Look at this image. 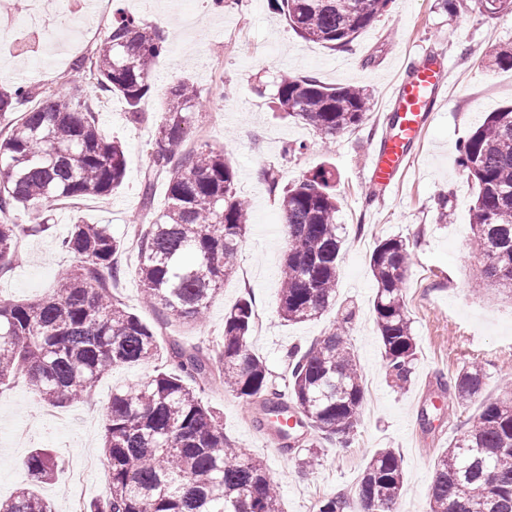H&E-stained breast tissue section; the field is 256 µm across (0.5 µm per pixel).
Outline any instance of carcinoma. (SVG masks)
<instances>
[{
    "mask_svg": "<svg viewBox=\"0 0 512 512\" xmlns=\"http://www.w3.org/2000/svg\"><path fill=\"white\" fill-rule=\"evenodd\" d=\"M391 0H270L302 39L345 50L364 29L388 12ZM168 46L162 31L122 11L89 59L72 63L93 72L96 88L120 97L132 124L144 121L142 101L153 93L154 71ZM274 107L314 128L321 140L360 128L368 97L355 86L336 87L314 76L279 75ZM200 96L188 76L169 87L155 127L156 150L141 184L142 209L152 220L141 230L138 276L146 303L162 309L159 329L172 322L206 320L212 299L236 268L239 245L250 224L247 201L237 189V171L224 150L207 142L184 143L200 112ZM459 166L476 186L471 208L472 244L484 258L477 270L512 293V105L491 112L459 143ZM122 145L107 138L95 118L93 99L28 85L0 89V269L10 265L18 240L42 231L59 199L108 197L124 181ZM167 181L166 201L155 207L154 186ZM287 227L280 270L278 312L290 323L320 316L336 303L341 225L336 172L327 165L284 183L262 173ZM22 211L30 219L17 224ZM77 266L56 289L35 302H0V386L24 379L39 401L52 407L78 402L119 364H142L160 355L157 330L111 296L108 282L123 275L114 257L125 247L107 224L73 218L60 241ZM411 255L403 241L378 242L370 256L377 284L374 312L390 380L408 383L416 342L403 291ZM255 318L252 297L224 312L217 348H190L168 337L169 369L112 390L102 436L111 474L109 491L89 501L85 512H282L281 497L263 460L224 437V423L199 396L201 385L224 389L262 415L286 446L307 452L300 466L318 461L323 441L346 444L360 420L364 386L347 332V312L322 339L288 353V393L270 379L264 361L249 346ZM485 372L460 368L438 384L458 406L478 399ZM295 416L288 428L279 417ZM63 462L47 448L25 461L31 486L0 502V512H53L35 486ZM403 460L393 448L375 452L357 488L360 512H398L404 488ZM431 512H512V392L483 403L481 412L453 445L438 456Z\"/></svg>",
    "mask_w": 512,
    "mask_h": 512,
    "instance_id": "obj_1",
    "label": "carcinoma"
}]
</instances>
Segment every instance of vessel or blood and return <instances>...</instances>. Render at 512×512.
Instances as JSON below:
<instances>
[{
  "label": "vessel or blood",
  "mask_w": 512,
  "mask_h": 512,
  "mask_svg": "<svg viewBox=\"0 0 512 512\" xmlns=\"http://www.w3.org/2000/svg\"><path fill=\"white\" fill-rule=\"evenodd\" d=\"M448 80L449 72L440 63L438 51L430 48L423 50L420 62L395 77L386 112L399 116L400 121L387 125L379 145L369 154L373 189L392 187L405 176L428 130L429 114Z\"/></svg>",
  "instance_id": "vessel-or-blood-1"
}]
</instances>
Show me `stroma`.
I'll use <instances>...</instances> for the list:
<instances>
[{
    "mask_svg": "<svg viewBox=\"0 0 512 512\" xmlns=\"http://www.w3.org/2000/svg\"><path fill=\"white\" fill-rule=\"evenodd\" d=\"M126 12L159 24L168 51L159 60L155 90L142 106L158 112L173 80L192 77L201 89L205 112L223 110L224 120L205 136L222 148L239 172L238 190L252 206V221L239 246L237 271L211 304L200 325H181L174 334L183 345L219 343L224 313L252 296L263 325L253 328L252 351L263 358L279 390L288 388L287 353L329 333L342 314L351 313L350 341L359 359L365 398L357 431L348 444L323 442L317 466L301 472L297 452L269 447L266 429L253 409L224 390L205 388L201 398L219 413L224 434L238 448L261 457L277 483L284 512H318L324 498L355 500L359 477L372 455L393 448L404 462L400 512H430V489L437 457L471 427L479 403L464 411L444 406L439 374L476 362L486 372L481 400L499 396L512 381V298L476 280L481 255L472 249L470 209L474 183L458 164V144L488 113L512 102V69L498 68L494 57L512 44V8L487 16L472 11L469 0L447 9L442 0H392L387 14L362 31L349 49L333 51L307 42L272 12L268 0H240L215 10L211 0H112ZM432 47L444 54L453 82L438 99L423 144L403 180L375 191L368 178V153L380 140L379 116L392 81L418 51ZM23 45L12 39L0 54V76L40 89L64 87L70 95L94 97L102 131L119 140L126 155L122 188L114 195L83 202L78 209L54 207L44 232L25 237L8 270L0 272V299L35 300L54 287L74 260L58 246L73 215L108 225L123 240L117 258L124 274L112 293L146 323L160 312L145 306L137 276V236L142 223L140 188L155 148L153 124H131L116 96H97L94 82L72 70L80 56L66 45L54 69L20 57ZM222 61L224 83L214 87V63ZM314 76L327 84H354L372 99L359 128L322 142L312 127L270 108L258 85H272L281 73ZM336 168L340 196L338 223L343 246L338 265L336 304L315 320L292 324L278 313L280 269L285 251L282 214L261 178L277 170L283 181L297 180L320 164ZM448 198V218L438 220L439 196ZM403 240L412 256L405 304L417 345L414 373L403 388L391 384L383 360L373 308L376 286L370 255L383 239ZM154 364L114 367L84 402L63 408L37 404L22 382L0 388V500L30 484L24 461L36 448L51 449L64 465L53 480L38 486L56 512H69L66 488L82 474L86 500L105 495L110 471L100 451L104 415L114 387L153 374Z\"/></svg>",
    "mask_w": 512,
    "mask_h": 512,
    "instance_id": "stroma-1",
    "label": "stroma"
}]
</instances>
